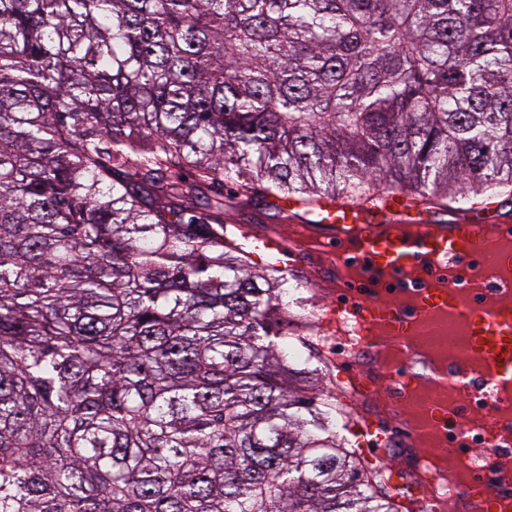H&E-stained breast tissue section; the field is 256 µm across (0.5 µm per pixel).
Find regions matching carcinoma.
<instances>
[{"mask_svg":"<svg viewBox=\"0 0 512 512\" xmlns=\"http://www.w3.org/2000/svg\"><path fill=\"white\" fill-rule=\"evenodd\" d=\"M226 181L512 204V0H0V512H412Z\"/></svg>","mask_w":512,"mask_h":512,"instance_id":"cac0c4a2","label":"carcinoma"}]
</instances>
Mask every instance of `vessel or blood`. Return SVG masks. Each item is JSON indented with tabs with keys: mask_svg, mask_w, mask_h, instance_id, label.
Returning a JSON list of instances; mask_svg holds the SVG:
<instances>
[{
	"mask_svg": "<svg viewBox=\"0 0 512 512\" xmlns=\"http://www.w3.org/2000/svg\"><path fill=\"white\" fill-rule=\"evenodd\" d=\"M465 212L463 221L434 219L399 203L377 211L330 201L296 244L298 252L329 260L339 297L324 319L349 335L366 330L377 338L376 371L353 375L351 388L365 398L410 404L404 430L413 447L456 430L465 406L480 410L475 427L491 438L490 454L477 460L456 447L446 457L393 471L412 512L423 505L442 512L452 498L479 502L478 512H512V226L494 272L482 278V229L503 218L493 203L475 202ZM451 320L467 347L435 371L445 396L430 400L421 391L411 338ZM356 431L370 444L371 461L396 436L377 414L363 418Z\"/></svg>",
	"mask_w": 512,
	"mask_h": 512,
	"instance_id": "b4317fda",
	"label": "vessel or blood"
}]
</instances>
